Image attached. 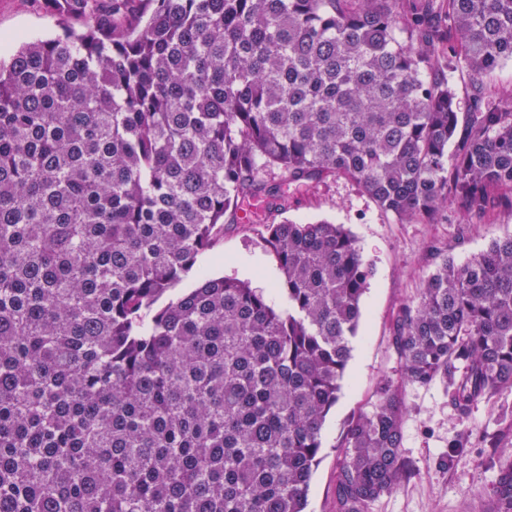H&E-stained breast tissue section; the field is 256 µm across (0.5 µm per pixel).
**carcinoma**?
<instances>
[{"mask_svg": "<svg viewBox=\"0 0 512 512\" xmlns=\"http://www.w3.org/2000/svg\"><path fill=\"white\" fill-rule=\"evenodd\" d=\"M46 2L64 34L0 60V512H306L371 266L340 225L264 224L277 311L202 258L328 180L399 222L512 206V0ZM393 344L336 512L410 473L407 387L512 395V235L440 254ZM493 458L474 495L512 512Z\"/></svg>", "mask_w": 512, "mask_h": 512, "instance_id": "obj_1", "label": "carcinoma"}]
</instances>
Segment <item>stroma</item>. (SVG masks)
Segmentation results:
<instances>
[{"label": "stroma", "mask_w": 512, "mask_h": 512, "mask_svg": "<svg viewBox=\"0 0 512 512\" xmlns=\"http://www.w3.org/2000/svg\"><path fill=\"white\" fill-rule=\"evenodd\" d=\"M54 15L38 0H0V41L58 35ZM285 219L344 225L373 268L361 299V318L351 339V359L336 406L322 432L323 448L308 494L307 512H336V485L343 460L338 444L349 420L375 399L378 381L395 374L399 361L393 325L400 308L417 297L424 276L445 253L463 264L496 239L512 234V208L494 210L482 223H462L456 209L434 224L398 223L383 213L355 184L339 179L317 189L291 191ZM211 276L261 284L275 309L285 307L272 285L280 272L258 225L228 221L216 247L207 253ZM403 419L405 454L412 474L376 512H491L489 500H476L473 488L491 486L496 470L488 459L489 440L501 436L512 448V396H493L460 416L451 405L447 382L437 379L406 390Z\"/></svg>", "instance_id": "1"}]
</instances>
